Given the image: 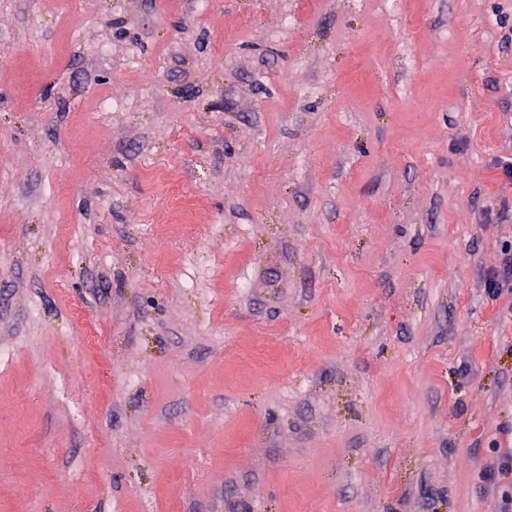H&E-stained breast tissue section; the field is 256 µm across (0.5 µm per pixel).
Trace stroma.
Returning a JSON list of instances; mask_svg holds the SVG:
<instances>
[{"label":"stroma","instance_id":"obj_1","mask_svg":"<svg viewBox=\"0 0 512 512\" xmlns=\"http://www.w3.org/2000/svg\"><path fill=\"white\" fill-rule=\"evenodd\" d=\"M509 165L512 0H0V512H497ZM483 286L489 297L498 296L505 290L512 292V257H506L500 265L489 267L483 278Z\"/></svg>","mask_w":512,"mask_h":512}]
</instances>
